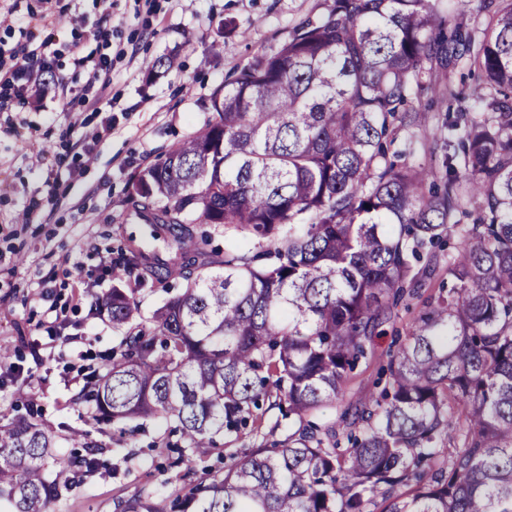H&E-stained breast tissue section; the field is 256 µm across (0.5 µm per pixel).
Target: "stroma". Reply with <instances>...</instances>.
Returning <instances> with one entry per match:
<instances>
[{"mask_svg":"<svg viewBox=\"0 0 512 512\" xmlns=\"http://www.w3.org/2000/svg\"><path fill=\"white\" fill-rule=\"evenodd\" d=\"M332 0H0V49L51 37L42 54L45 83L0 82V425L24 397H34L61 451L97 460L92 473L59 477L60 512H114L116 501L151 485L182 492V467L167 448V422L99 426L79 397L122 340L94 304L111 293L112 269L129 243L161 258L169 236L150 238L126 221L125 200L145 167L212 118L211 96L257 56L276 50L289 31L325 12ZM55 23L44 26L46 11ZM103 64L107 86L99 109L81 102L90 69ZM174 65L150 74L147 61ZM97 135L92 154L78 141ZM448 257L417 297L375 337L372 354L349 377L345 398L374 392L379 372L437 292ZM186 283L180 272L137 293L136 322L149 323ZM88 431L90 447L67 442Z\"/></svg>","mask_w":512,"mask_h":512,"instance_id":"stroma-1","label":"stroma"}]
</instances>
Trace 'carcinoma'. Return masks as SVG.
<instances>
[{
	"label": "carcinoma",
	"mask_w": 512,
	"mask_h": 512,
	"mask_svg": "<svg viewBox=\"0 0 512 512\" xmlns=\"http://www.w3.org/2000/svg\"><path fill=\"white\" fill-rule=\"evenodd\" d=\"M333 0L211 97L205 128L143 169L127 219L172 237L167 261L128 246L99 304L123 350L85 402L100 424L173 420L172 500L142 487L116 512H512V0ZM480 74L473 89L448 70ZM440 103L438 164L417 133ZM466 197L478 209L462 207ZM224 226L231 243L208 253ZM451 288L394 352L382 388L343 402L350 374L452 238ZM182 293L133 325L135 293L170 266ZM290 421L273 450L224 469L197 462L256 428ZM52 430L28 407L0 427V506L57 512Z\"/></svg>",
	"instance_id": "1"
}]
</instances>
